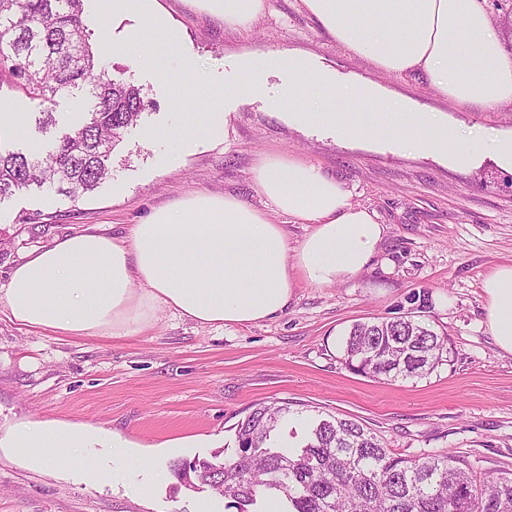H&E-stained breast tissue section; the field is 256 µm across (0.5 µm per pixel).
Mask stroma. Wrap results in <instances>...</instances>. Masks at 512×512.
<instances>
[{"instance_id": "35a3bbf8", "label": "stroma", "mask_w": 512, "mask_h": 512, "mask_svg": "<svg viewBox=\"0 0 512 512\" xmlns=\"http://www.w3.org/2000/svg\"><path fill=\"white\" fill-rule=\"evenodd\" d=\"M180 35L191 73L161 81L137 64L130 45L149 37L157 63L169 45L133 5L102 13L86 0L83 17L114 79L140 88L149 106L112 154V178L72 202L53 192H21L0 204V289L15 263L62 235L93 225L129 234L154 208L193 194H232L268 212L252 172L264 157L290 154L338 179L354 203L374 210L387 234L368 268L341 283L300 282L285 313L253 325L201 326L170 309L130 337L60 336L13 322L0 305V433L54 419L93 424L123 439L187 447L149 458L159 472L152 498L122 486L91 488L70 472L31 470L0 457V512H237L229 500L198 491L173 462L236 448V425L254 404L286 402L292 412L279 436H304L318 416L356 418L400 456L457 451L482 475L512 469V355L488 331L483 279L512 263V168L487 140H512V105L488 113L429 86L423 75L394 76L336 43L300 0H265L251 33L225 27L196 0H158ZM292 52L343 82H370L410 111L434 115L485 142L463 165L441 153H411L394 141L374 144L288 121L266 97L234 95L252 54ZM223 94L226 138L193 143L183 115ZM20 106L25 122L0 130V146L41 156L89 109L83 92L58 97L57 124L38 128L39 102L0 82V105ZM178 130L180 140L148 138ZM429 299L427 321L448 335L447 362L422 379L385 381L349 370L338 343L357 322L409 312L412 294Z\"/></svg>"}]
</instances>
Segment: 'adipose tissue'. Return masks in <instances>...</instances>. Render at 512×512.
Returning a JSON list of instances; mask_svg holds the SVG:
<instances>
[{"label": "adipose tissue", "instance_id": "adipose-tissue-1", "mask_svg": "<svg viewBox=\"0 0 512 512\" xmlns=\"http://www.w3.org/2000/svg\"><path fill=\"white\" fill-rule=\"evenodd\" d=\"M204 2L235 29H249L264 11V0ZM302 3L381 72L423 73L442 95L489 111L512 104V56L479 0ZM253 178L278 212L310 225L297 251L281 224L235 196H186L129 235L91 227L27 254L0 303L15 323L64 336L128 337L163 308L202 326L256 324L284 313L299 281L321 286L358 275L386 235L375 211L297 158H263ZM482 288L489 333L512 354V264L494 269ZM0 455L33 470H75L94 487L113 483V460L127 471L146 462L137 444L110 430L58 420L0 435Z\"/></svg>", "mask_w": 512, "mask_h": 512}]
</instances>
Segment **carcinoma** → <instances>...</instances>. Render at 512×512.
<instances>
[{
    "instance_id": "1",
    "label": "carcinoma",
    "mask_w": 512,
    "mask_h": 512,
    "mask_svg": "<svg viewBox=\"0 0 512 512\" xmlns=\"http://www.w3.org/2000/svg\"><path fill=\"white\" fill-rule=\"evenodd\" d=\"M84 0H0V81L44 109L38 125L56 124V98L81 90L90 118L35 158L0 148V202L30 188L73 201L112 179V152L148 107L141 90L112 79L95 59L83 23ZM415 310L354 324L344 363L354 373L387 381L421 379L443 362L448 337L426 322L428 298ZM288 403H258L236 425L235 452L174 464L238 512L278 492L285 512H512V473L480 477L456 451L402 457L353 418L316 419L303 444L278 447L274 433Z\"/></svg>"
}]
</instances>
